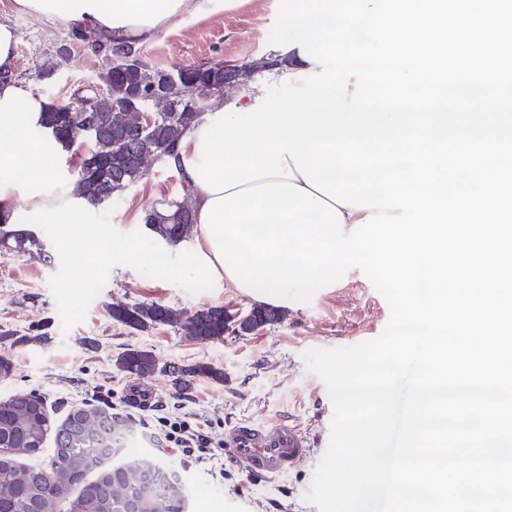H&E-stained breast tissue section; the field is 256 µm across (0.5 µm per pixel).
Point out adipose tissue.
<instances>
[{"label":"adipose tissue","mask_w":512,"mask_h":512,"mask_svg":"<svg viewBox=\"0 0 512 512\" xmlns=\"http://www.w3.org/2000/svg\"><path fill=\"white\" fill-rule=\"evenodd\" d=\"M209 0H80L77 13L60 11L58 0H12L14 11L46 19L69 27L75 24L112 43L135 44L147 41L160 31L175 25L194 7H206ZM18 31L0 20V212L10 213L13 198H21L39 216L65 220L74 230L68 242L79 245L87 241L89 232L78 226V212H92L87 201L72 205L71 201L52 195L55 180L52 166L45 164L38 144L29 140L27 132L36 126L45 110L42 98L25 92L14 78ZM199 118L182 139L179 158L174 165L188 185L195 211H202L210 195L190 174L187 163L196 159L199 128L206 125Z\"/></svg>","instance_id":"ef3b65f1"}]
</instances>
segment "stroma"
<instances>
[{
    "label": "stroma",
    "instance_id": "stroma-1",
    "mask_svg": "<svg viewBox=\"0 0 512 512\" xmlns=\"http://www.w3.org/2000/svg\"><path fill=\"white\" fill-rule=\"evenodd\" d=\"M279 0H215L210 9L184 15L173 27L138 45L141 61L152 68L221 61L241 65L271 54L269 31ZM0 20L18 30L15 76L21 87L44 99L71 100L78 88L92 86L105 67L102 56L71 39L70 29L12 10L0 0ZM55 75L38 77L43 62ZM181 175L163 163L124 195L92 213L87 226L103 230L105 258L93 263L86 252L65 246L70 227L32 216L14 205L17 222L35 233L43 253L0 257V333L21 337L19 345L0 342L9 374H0V400L20 392L42 395L54 421L84 402L111 407L123 439L112 464L150 459L172 472L185 495V512H318L306 501L315 469L330 437L333 406L325 384L306 368L312 348L347 347L379 336L390 309L365 273L352 268L320 289L310 302L286 300L282 322L246 336L225 333L200 343L186 329L160 325L136 332L112 321V304L156 302L193 312L221 306L246 314L254 298L192 272L187 253L173 254L141 222L143 211L181 195ZM135 242L141 260L130 264L123 242ZM128 348L155 354L159 362L189 368L206 363L224 373L223 381L190 378L186 388L156 372L148 378L119 371L118 353ZM149 388L152 403L136 408L127 393L133 384ZM197 417L204 430L222 440L225 429L249 419L288 421L305 433L307 458L276 477L247 473L232 460L223 470L179 448L166 447L146 427L158 412Z\"/></svg>",
    "mask_w": 512,
    "mask_h": 512
}]
</instances>
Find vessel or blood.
Listing matches in <instances>:
<instances>
[{"mask_svg": "<svg viewBox=\"0 0 512 512\" xmlns=\"http://www.w3.org/2000/svg\"><path fill=\"white\" fill-rule=\"evenodd\" d=\"M224 444L248 473L271 477L297 467L309 453L304 433L285 422H238L225 430Z\"/></svg>", "mask_w": 512, "mask_h": 512, "instance_id": "vessel-or-blood-1", "label": "vessel or blood"}]
</instances>
